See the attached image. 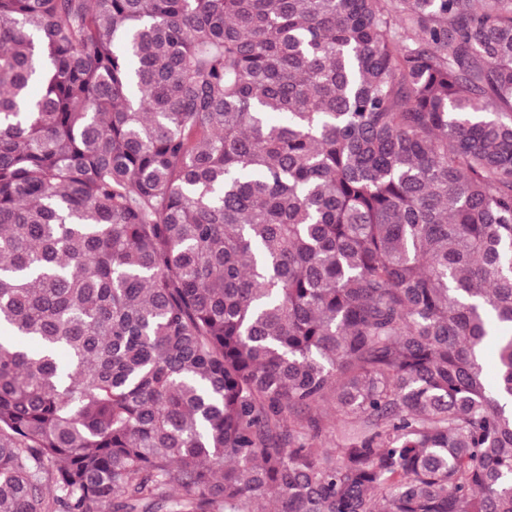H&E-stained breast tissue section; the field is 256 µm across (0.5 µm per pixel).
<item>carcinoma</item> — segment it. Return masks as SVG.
Here are the masks:
<instances>
[{
	"instance_id": "cac0c4a2",
	"label": "carcinoma",
	"mask_w": 512,
	"mask_h": 512,
	"mask_svg": "<svg viewBox=\"0 0 512 512\" xmlns=\"http://www.w3.org/2000/svg\"><path fill=\"white\" fill-rule=\"evenodd\" d=\"M505 399L512 0H0V512H512Z\"/></svg>"
}]
</instances>
